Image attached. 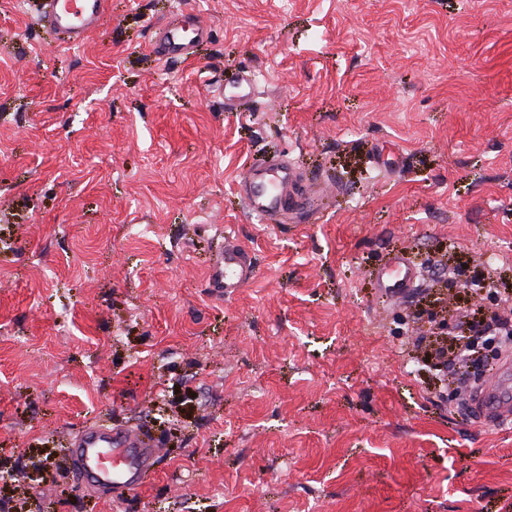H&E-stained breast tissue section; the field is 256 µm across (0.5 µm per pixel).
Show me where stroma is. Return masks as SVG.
I'll return each mask as SVG.
<instances>
[{"label": "stroma", "mask_w": 512, "mask_h": 512, "mask_svg": "<svg viewBox=\"0 0 512 512\" xmlns=\"http://www.w3.org/2000/svg\"><path fill=\"white\" fill-rule=\"evenodd\" d=\"M0 0V512H499L512 422L434 388L428 314L512 294V0H112L72 46ZM190 7L188 63L148 51ZM256 90L228 112L216 89ZM293 160L334 192L268 224L234 188ZM232 240L253 279L220 299ZM406 253L403 301L373 272ZM158 448L88 493V424ZM254 89V81L250 71H239L236 78L219 84V94L224 100L225 109L233 112L236 105L244 103ZM254 276V265L250 254L239 244L225 240L212 261L209 287L215 296L224 297L242 288Z\"/></svg>", "instance_id": "35a3bbf8"}]
</instances>
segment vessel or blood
<instances>
[{
	"label": "vessel or blood",
	"instance_id": "b4317fda",
	"mask_svg": "<svg viewBox=\"0 0 512 512\" xmlns=\"http://www.w3.org/2000/svg\"><path fill=\"white\" fill-rule=\"evenodd\" d=\"M111 0H45L41 24L62 33L68 44L84 40L109 12ZM210 29L197 14L182 13L179 21L155 26L149 42L159 60L192 57L198 42L207 40ZM254 89L251 72L220 83L226 109L244 103ZM236 188L248 209L269 224L299 220L309 196L302 187L296 165L285 158L253 161L239 176ZM254 276L250 254L239 244L225 241L211 264L209 286L216 296L244 287ZM420 271L402 254H394L377 271L379 293L389 299H404L414 291ZM469 412L475 422L495 425L512 416V361L502 364L496 380L471 390ZM157 453L139 431L127 426L90 424L68 440L67 461L85 490L93 493H123L140 485L154 465Z\"/></svg>",
	"mask_w": 512,
	"mask_h": 512
}]
</instances>
